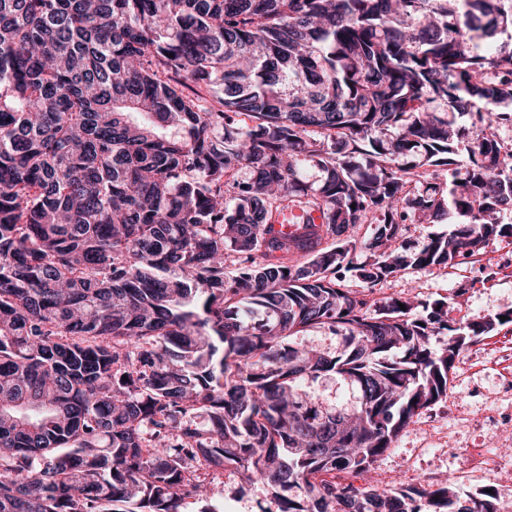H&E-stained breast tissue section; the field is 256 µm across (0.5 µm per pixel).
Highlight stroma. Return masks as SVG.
<instances>
[{
    "instance_id": "obj_1",
    "label": "stroma",
    "mask_w": 512,
    "mask_h": 512,
    "mask_svg": "<svg viewBox=\"0 0 512 512\" xmlns=\"http://www.w3.org/2000/svg\"><path fill=\"white\" fill-rule=\"evenodd\" d=\"M459 294L452 319L481 321L512 310V238L489 241L480 263L407 270L375 288L374 298L434 299ZM450 398L423 411L381 456L375 468L380 487H427L453 480L460 494L495 488L479 467L478 448H512V425L490 429L479 419L491 410L512 412V323L496 327L466 350L449 384ZM211 502L219 512H277L274 491L255 485L239 491L236 482L216 477Z\"/></svg>"
}]
</instances>
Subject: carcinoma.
Returning a JSON list of instances; mask_svg holds the SVG:
<instances>
[{
	"instance_id": "carcinoma-1",
	"label": "carcinoma",
	"mask_w": 512,
	"mask_h": 512,
	"mask_svg": "<svg viewBox=\"0 0 512 512\" xmlns=\"http://www.w3.org/2000/svg\"><path fill=\"white\" fill-rule=\"evenodd\" d=\"M509 31L512 0H0V512H215V473L498 512L372 470L501 316L346 283L512 237ZM448 231V224H409L405 243L413 246L421 244L428 236ZM312 387L316 393L330 402H346L350 396L348 386L334 376L322 377L314 382Z\"/></svg>"
}]
</instances>
